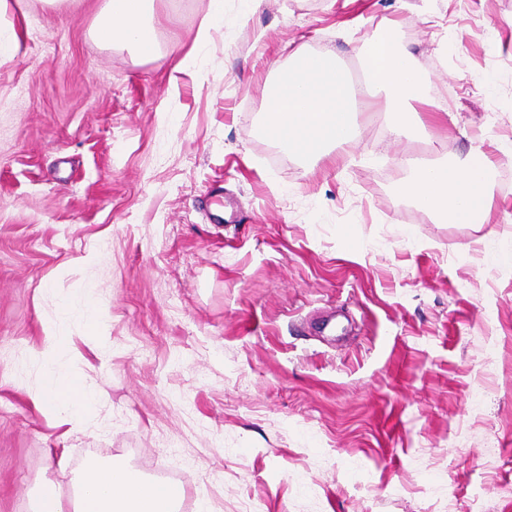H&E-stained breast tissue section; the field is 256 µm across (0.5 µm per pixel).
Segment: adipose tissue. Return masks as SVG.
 <instances>
[{
  "mask_svg": "<svg viewBox=\"0 0 512 512\" xmlns=\"http://www.w3.org/2000/svg\"><path fill=\"white\" fill-rule=\"evenodd\" d=\"M153 0H106L94 34L102 42L119 43L149 53L154 45V27L147 18ZM412 178L401 188L422 210L437 220L457 224H485L489 221L486 199L491 161L481 146H472L456 166L439 161L404 158ZM41 352L43 388L40 404L63 422L80 420L100 392L85 386L79 398H72L61 386L63 373L57 355L59 326L44 325ZM83 493L75 507H68L54 484L41 485L33 498V512H173L183 495L180 487L153 483L124 466H92L81 475Z\"/></svg>",
  "mask_w": 512,
  "mask_h": 512,
  "instance_id": "1",
  "label": "adipose tissue"
}]
</instances>
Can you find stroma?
Masks as SVG:
<instances>
[{
    "mask_svg": "<svg viewBox=\"0 0 512 512\" xmlns=\"http://www.w3.org/2000/svg\"><path fill=\"white\" fill-rule=\"evenodd\" d=\"M104 3L0 15V512L168 446L201 512H512V0H224L202 45L208 0H155L150 55L92 36ZM387 33L426 130L261 134L291 48L358 74ZM475 144L489 223L401 195L404 155ZM50 320L102 391L78 424L36 401Z\"/></svg>",
    "mask_w": 512,
    "mask_h": 512,
    "instance_id": "stroma-1",
    "label": "stroma"
}]
</instances>
